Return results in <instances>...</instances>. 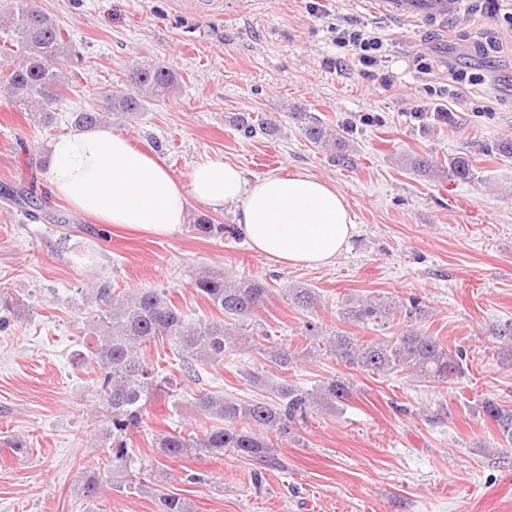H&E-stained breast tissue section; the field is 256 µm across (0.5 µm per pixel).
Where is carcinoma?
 Wrapping results in <instances>:
<instances>
[{"instance_id":"1","label":"carcinoma","mask_w":512,"mask_h":512,"mask_svg":"<svg viewBox=\"0 0 512 512\" xmlns=\"http://www.w3.org/2000/svg\"><path fill=\"white\" fill-rule=\"evenodd\" d=\"M2 53L17 59L10 70L0 71V88L7 92L12 106L18 112H36L43 126L52 125L54 106L78 77L74 62L79 60L56 20L34 7L31 0H9V4L0 5ZM125 78L127 90L111 93L106 109L74 112L73 125L99 126L111 113L135 120L146 110V104L179 89L177 75L164 64L137 62L129 66ZM293 117L301 122L305 138L329 153L332 162H348L347 142L342 135L320 122L305 121L303 112H295ZM235 122L246 137L278 132L277 121L272 117L255 123L241 116ZM450 168L458 180L467 182L474 177L473 164L467 157L452 159ZM195 230L205 236L222 237L227 233L235 238L238 234L235 227L215 224L209 218L200 219ZM193 288L223 318L190 320L165 290L118 291L108 282H95L88 289L103 308L90 317L97 340L79 353V361L98 372L94 397L107 413L108 467L123 474L119 490L125 484L142 486L146 482V471L134 466L130 435L141 427L156 398L174 392L175 379L162 375L139 355L159 337H167L176 346L182 375L190 380L202 366L222 362L236 346L246 344L268 356L282 370L309 355L334 358L361 372L403 373L435 386L465 375L464 350L451 349L411 324L395 336L361 343L346 332L326 336L321 327L309 324L305 331L307 343L298 354L288 346L267 345L271 335L259 323V313L270 292L264 283L248 277L232 281L203 274L195 279ZM288 298L305 309L317 304L316 293L310 288H293ZM396 313L397 307L382 298L367 297L346 304L342 317L386 329ZM16 316L18 304L0 289V330L10 327ZM496 341L498 354L512 361V325L500 329ZM273 394L270 401L264 397L226 398L202 391L192 407L196 415L212 420V426L199 437L168 431L158 438V448L174 458L193 452L213 455L229 451L246 460L271 464L275 455L270 434L286 437L307 424L313 412L336 410V405L345 403L353 394V383L333 377L308 391L284 382L274 386ZM481 408L502 437L512 443V409L492 399L483 400ZM81 495L90 503L101 497L100 472L91 471L85 476Z\"/></svg>"}]
</instances>
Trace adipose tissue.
I'll use <instances>...</instances> for the list:
<instances>
[{
  "instance_id": "1",
  "label": "adipose tissue",
  "mask_w": 512,
  "mask_h": 512,
  "mask_svg": "<svg viewBox=\"0 0 512 512\" xmlns=\"http://www.w3.org/2000/svg\"><path fill=\"white\" fill-rule=\"evenodd\" d=\"M48 181L73 211L157 237L185 223L190 203L213 211L237 206L238 228L252 250L285 267L331 264L355 229L345 197L307 172L249 182L236 165L204 156L182 180L154 152L104 126L57 138Z\"/></svg>"
}]
</instances>
